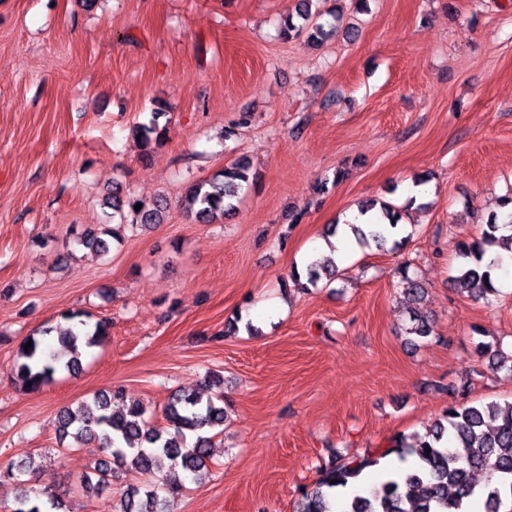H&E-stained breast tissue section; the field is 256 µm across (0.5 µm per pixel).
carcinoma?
<instances>
[{
    "mask_svg": "<svg viewBox=\"0 0 512 512\" xmlns=\"http://www.w3.org/2000/svg\"><path fill=\"white\" fill-rule=\"evenodd\" d=\"M312 0H301L297 17L285 18L280 36L285 39L303 33L314 41L323 42L336 33V22L321 21V15L311 12ZM162 112L154 113L149 124L136 127L144 147L143 157L151 155V148L160 143L165 128L159 126ZM250 164L237 158L210 177L195 181L187 190L182 208L186 216L201 223L213 224L236 209L239 192L250 182ZM139 200L123 198L119 184L112 185L108 204L113 215L125 218L130 212L145 225L160 222L159 208L135 210ZM503 217L493 213L482 225L480 234L465 236L455 243L460 260L459 273L453 284L478 298L498 294L493 271L501 265L497 258L489 263L484 257L493 247L512 252V234L502 230L512 225V194L500 199ZM377 211L376 221L364 231L354 228L358 242H372L377 248L391 246L401 249L408 241L402 235L404 225L401 208L375 201L360 207V214ZM118 237L115 227L101 231L87 230L80 236V244L88 249L107 253L106 237ZM410 264L396 270L404 298L414 304L409 309V325L405 333L416 345L419 338L433 333L428 316L416 307L424 293L417 276L409 273ZM336 279V269H328L320 261H313L304 269L292 268L289 282L307 291L319 284L329 286ZM62 318L69 325L53 337V328L30 336L33 346L20 351L15 366L16 379L22 387L34 392L50 382L61 371L74 372L81 366V356L89 348L100 345L109 334V323H89V316L80 311H66ZM478 356H487L501 369L512 372V353L502 347L480 343ZM221 387L213 376H208L201 388L190 392L176 390L164 408L166 424L155 425L146 418L147 409L140 403L125 404L123 393L109 388L92 394L73 408L63 410L58 417L62 437L71 438L77 448H94L101 458L95 466L82 473L81 491L98 492L111 485L114 467H129L145 473H161L157 488L130 486L120 494L116 512H140L136 497L143 494L152 504L148 512H168L170 500L183 488V477L203 480L210 475L206 460L210 459L213 439L219 435L227 417L224 411V392H211ZM452 401L441 412L434 424L423 434L415 433L394 441L389 448L369 452L362 457L341 459L334 457L321 469V478L315 485L301 492L295 512H332V500L339 492L350 489L352 494L344 501L342 512H465L467 501L479 496L484 499L486 512H499L503 498H512V402L501 404L490 401L472 404L467 401L468 383L449 388ZM412 462L403 469L395 462ZM370 468L379 471L377 482L368 488L359 486L360 477ZM497 476L494 482L479 485L474 472ZM35 473L31 463L22 461L14 466L9 476L18 484L14 506L10 512H43L44 505L31 497L32 489L24 476Z\"/></svg>",
    "mask_w": 512,
    "mask_h": 512,
    "instance_id": "carcinoma-1",
    "label": "carcinoma"
}]
</instances>
